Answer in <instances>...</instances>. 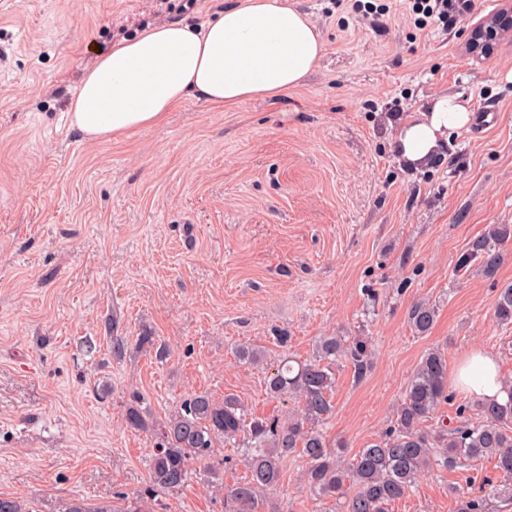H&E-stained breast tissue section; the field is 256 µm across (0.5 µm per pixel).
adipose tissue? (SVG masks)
Wrapping results in <instances>:
<instances>
[{
	"label": "adipose tissue",
	"mask_w": 512,
	"mask_h": 512,
	"mask_svg": "<svg viewBox=\"0 0 512 512\" xmlns=\"http://www.w3.org/2000/svg\"><path fill=\"white\" fill-rule=\"evenodd\" d=\"M323 52L320 31L294 0H240L201 25L168 23L113 46L79 85L71 124L98 141L159 126L192 97L215 107L275 98L300 85ZM471 119L459 97H435L402 124L396 151L408 166L426 165ZM454 384L478 398L512 399L496 357L481 348L463 355Z\"/></svg>",
	"instance_id": "ef3b65f1"
}]
</instances>
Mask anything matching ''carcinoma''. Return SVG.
<instances>
[{
    "label": "carcinoma",
    "mask_w": 512,
    "mask_h": 512,
    "mask_svg": "<svg viewBox=\"0 0 512 512\" xmlns=\"http://www.w3.org/2000/svg\"><path fill=\"white\" fill-rule=\"evenodd\" d=\"M511 239L512 225H490L459 258L458 268L477 260L482 274L494 277L502 261L500 245ZM495 315L504 324L512 323V285L500 289ZM435 318L434 306L426 302L415 304L409 313L410 325L421 335L431 329ZM343 361L351 364L356 378L366 375L372 359L364 337L323 336L313 359L280 361L265 383L270 396L297 404V410L286 416L248 418L234 396L216 401L196 393L159 424L135 401L126 420L155 439L149 459L152 485L168 492L182 489L190 478L189 462L209 467L221 437L242 448L249 470L245 481L224 488V512H257L260 492L280 482L283 464L295 455L306 462L303 476L310 490L319 499L335 500L339 512H387V506L405 497L422 473L486 458L495 461L499 476V481L489 483V493L512 498V399L505 404L476 400L459 408L462 421L455 427L428 430L427 422L451 400L448 359L432 349L416 366L393 426L348 461L344 451L332 448L320 431L334 411L336 366ZM469 410L477 411V421L464 420ZM458 498L459 512H483L482 498L465 490L458 491ZM0 512L33 510L19 497H0ZM64 512H139V508L74 499Z\"/></svg>",
    "instance_id": "1"
}]
</instances>
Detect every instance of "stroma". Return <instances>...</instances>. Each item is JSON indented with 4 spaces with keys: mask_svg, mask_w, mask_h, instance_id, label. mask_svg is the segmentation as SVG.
<instances>
[{
    "mask_svg": "<svg viewBox=\"0 0 512 512\" xmlns=\"http://www.w3.org/2000/svg\"><path fill=\"white\" fill-rule=\"evenodd\" d=\"M237 0H0V495L62 512L70 499L142 512H224L193 465L177 492L149 477L153 440L127 426L134 397L164 421L191 392L238 397L254 416L292 411L265 377L281 355L312 358L322 336H362L372 366L336 368L322 431L347 458L389 428L424 353L449 371L479 346L512 380V324L495 299L512 284V240L494 278L458 270L470 242L512 225V35L465 54L469 27L503 0H472L448 28L417 30L389 4L369 23L296 0L320 30L314 72L275 99L224 109L191 99L162 125L83 139L71 100L112 46L149 28L203 23ZM496 106L488 131L466 127L427 165L395 149L401 124L433 97ZM434 305L417 334L409 312ZM289 334L274 343L275 330ZM164 359L135 349L142 331ZM129 347L113 356L111 336ZM250 343L262 362L239 363ZM290 457L267 491L285 512H338ZM493 460L422 475L388 512H458ZM436 318V310L430 303L415 304L409 313V323L418 334H425L431 329Z\"/></svg>",
    "mask_w": 512,
    "mask_h": 512,
    "instance_id": "1",
    "label": "stroma"
}]
</instances>
